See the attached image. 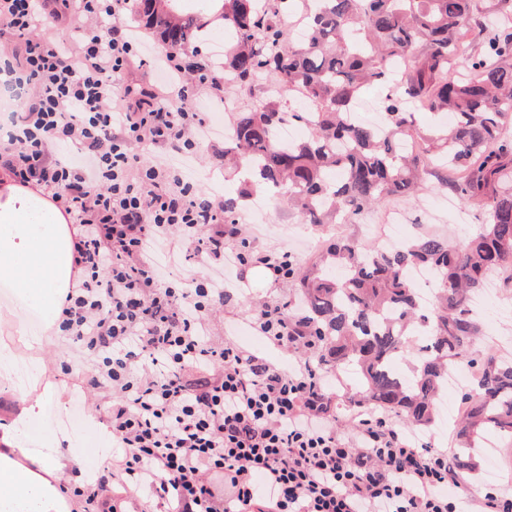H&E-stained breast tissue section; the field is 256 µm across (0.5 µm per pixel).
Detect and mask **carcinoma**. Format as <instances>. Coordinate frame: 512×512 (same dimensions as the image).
<instances>
[{"instance_id":"carcinoma-1","label":"carcinoma","mask_w":512,"mask_h":512,"mask_svg":"<svg viewBox=\"0 0 512 512\" xmlns=\"http://www.w3.org/2000/svg\"><path fill=\"white\" fill-rule=\"evenodd\" d=\"M306 29L297 43L278 18L289 0H222L232 44L212 67L226 87L262 78L271 95L237 115L225 147L250 187L295 204L304 223L321 230L430 187L428 177L481 214L480 228L451 248L436 235L393 250L340 238L293 268L300 304L296 333L317 342L318 366L353 369L357 383L342 400L381 410L416 428L437 416L448 366L476 364V392L459 408L469 445L488 433L512 440V361L475 348L479 334L471 298L491 277L512 288V0H306ZM131 22L164 44L190 47L203 26L184 0H135ZM480 51L463 56L464 39ZM379 86L385 124L354 119L359 94ZM297 99L309 109H284ZM435 118L419 127L416 111ZM305 139H280L285 123ZM419 139L422 154L401 142ZM244 190L224 196V223L239 217ZM346 274L335 279L332 264ZM432 271V302L419 303L408 273ZM404 364L400 376L394 367Z\"/></svg>"}]
</instances>
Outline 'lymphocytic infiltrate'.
<instances>
[{
  "label": "lymphocytic infiltrate",
  "instance_id": "f902f5d3",
  "mask_svg": "<svg viewBox=\"0 0 512 512\" xmlns=\"http://www.w3.org/2000/svg\"><path fill=\"white\" fill-rule=\"evenodd\" d=\"M127 0H0V169L50 194L74 230L80 270L60 328L88 353L110 393L112 462L164 512H512V485L461 487L454 451L416 445L383 412L363 409L338 432L324 376L309 357L279 367L231 339L210 315L222 272L288 278L291 252L255 248L224 204L190 180L206 123L194 79L160 48L165 82L126 75L140 48L120 19ZM205 266L204 282L172 280L169 260ZM250 325L278 349L303 344L288 305L266 302Z\"/></svg>",
  "mask_w": 512,
  "mask_h": 512
}]
</instances>
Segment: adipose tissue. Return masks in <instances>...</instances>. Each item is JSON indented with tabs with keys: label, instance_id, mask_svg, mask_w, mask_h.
<instances>
[{
	"label": "adipose tissue",
	"instance_id": "obj_1",
	"mask_svg": "<svg viewBox=\"0 0 512 512\" xmlns=\"http://www.w3.org/2000/svg\"><path fill=\"white\" fill-rule=\"evenodd\" d=\"M74 265L73 237L50 195L0 176V278L25 300L46 328L58 327L59 301ZM66 392L45 384L39 394L18 392L16 410L0 423V512H72L76 503L60 490L76 478L83 489L99 491L109 478L106 459L89 460L85 446L53 449L39 427L42 405L64 401Z\"/></svg>",
	"mask_w": 512,
	"mask_h": 512
}]
</instances>
